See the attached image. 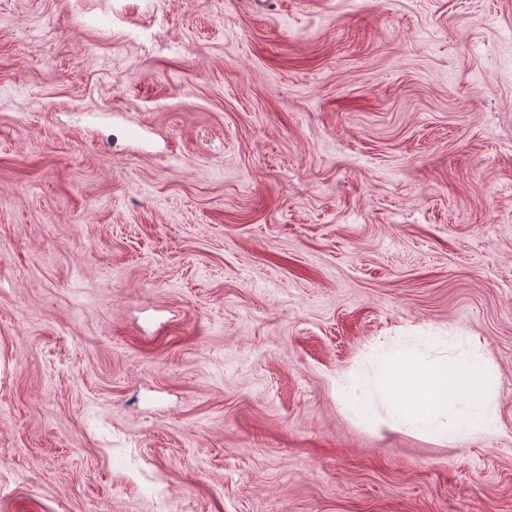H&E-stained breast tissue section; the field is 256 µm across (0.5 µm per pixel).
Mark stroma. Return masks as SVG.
I'll list each match as a JSON object with an SVG mask.
<instances>
[{"mask_svg": "<svg viewBox=\"0 0 512 512\" xmlns=\"http://www.w3.org/2000/svg\"><path fill=\"white\" fill-rule=\"evenodd\" d=\"M0 507L512 512V0H0Z\"/></svg>", "mask_w": 512, "mask_h": 512, "instance_id": "stroma-1", "label": "stroma"}]
</instances>
